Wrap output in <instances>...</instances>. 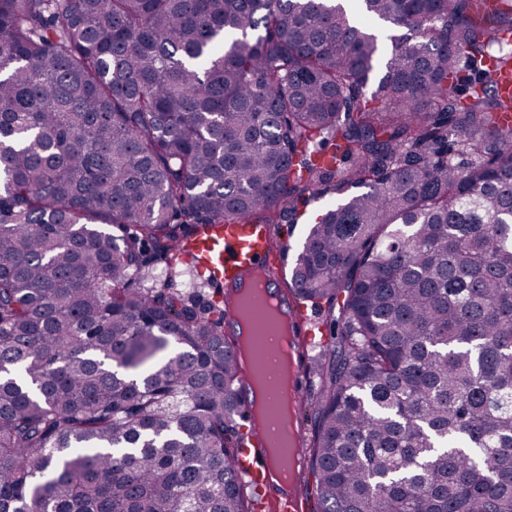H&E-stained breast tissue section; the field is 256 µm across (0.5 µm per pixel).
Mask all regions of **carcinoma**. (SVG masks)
<instances>
[{
  "mask_svg": "<svg viewBox=\"0 0 512 512\" xmlns=\"http://www.w3.org/2000/svg\"><path fill=\"white\" fill-rule=\"evenodd\" d=\"M357 2L0 0V512H254L172 272L326 196L315 512H512V0Z\"/></svg>",
  "mask_w": 512,
  "mask_h": 512,
  "instance_id": "1",
  "label": "carcinoma"
}]
</instances>
